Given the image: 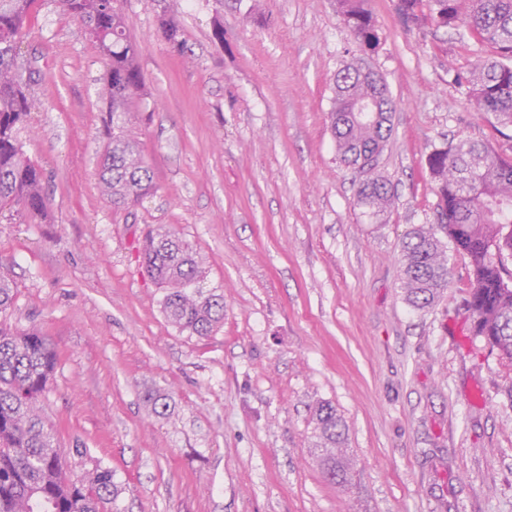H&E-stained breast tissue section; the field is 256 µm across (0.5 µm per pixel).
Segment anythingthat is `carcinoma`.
Listing matches in <instances>:
<instances>
[{"label": "carcinoma", "instance_id": "cac0c4a2", "mask_svg": "<svg viewBox=\"0 0 512 512\" xmlns=\"http://www.w3.org/2000/svg\"><path fill=\"white\" fill-rule=\"evenodd\" d=\"M55 7L82 24L107 58L104 96L106 142L99 180L112 204L134 205L153 189V171L128 134L129 106L146 85L139 51L127 34L117 0H53ZM37 0H0V210L31 222L49 217V198L41 167L24 149L23 133L36 102L29 93L39 71L29 60L15 62L14 50L27 39L25 28ZM345 25L362 50L380 45L379 27L368 0H339ZM412 27L461 24L491 52L478 55L468 75L454 82L467 88L477 112H491L512 126V0H399ZM162 40L186 53L183 30L168 12L159 15ZM330 111L337 155L361 176L356 201L374 213L390 209L389 182L362 165L383 150L392 135L395 103L388 87L378 88L358 68L345 66L333 79ZM435 183L434 223L409 234L402 246L406 301L417 309L432 305L448 288V251L468 259L472 289L468 308L474 335L512 360V157L467 140L432 150L427 158ZM474 181L448 180V169ZM146 271L163 287L167 322L191 336L207 337L224 322V296L196 290L204 271L190 243L170 228L148 231L140 243ZM11 279L0 271V313L12 302ZM57 353L38 330L0 326V512H112L121 487L112 469L98 464L84 476L64 467L62 450L44 416L42 398ZM320 466L341 487L355 461L347 448L346 428L329 403L316 411Z\"/></svg>", "mask_w": 512, "mask_h": 512}]
</instances>
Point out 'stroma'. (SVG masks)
<instances>
[{
  "mask_svg": "<svg viewBox=\"0 0 512 512\" xmlns=\"http://www.w3.org/2000/svg\"><path fill=\"white\" fill-rule=\"evenodd\" d=\"M369 5L372 54L337 0H123L147 87L130 127L154 174L129 209L99 186L103 56L52 0L31 14L25 49L41 73L23 139L50 219L0 215L14 288L0 325L53 343L44 416L74 473L111 468L112 512H512V360L473 334L469 263L450 254L429 309L401 289L402 243L433 221L428 154L466 138L512 156V126L449 81L478 46L405 25L398 0ZM164 9L186 55L158 35ZM363 61L396 103L376 171L397 199L377 219L356 203L329 117L334 75ZM157 225L190 242L201 289L224 296L211 336L161 311L139 253ZM149 393L167 415L147 410ZM321 402L357 459L343 489L315 458Z\"/></svg>",
  "mask_w": 512,
  "mask_h": 512,
  "instance_id": "stroma-1",
  "label": "stroma"
}]
</instances>
